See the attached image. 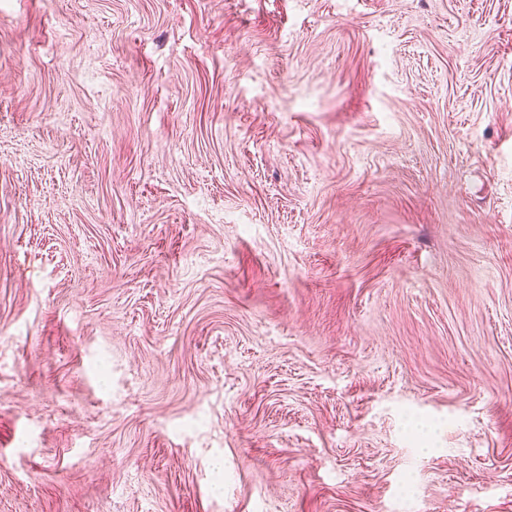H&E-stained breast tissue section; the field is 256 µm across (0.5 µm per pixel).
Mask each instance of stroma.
Masks as SVG:
<instances>
[{
    "label": "stroma",
    "mask_w": 512,
    "mask_h": 512,
    "mask_svg": "<svg viewBox=\"0 0 512 512\" xmlns=\"http://www.w3.org/2000/svg\"><path fill=\"white\" fill-rule=\"evenodd\" d=\"M0 512H512V0H0Z\"/></svg>",
    "instance_id": "35a3bbf8"
}]
</instances>
